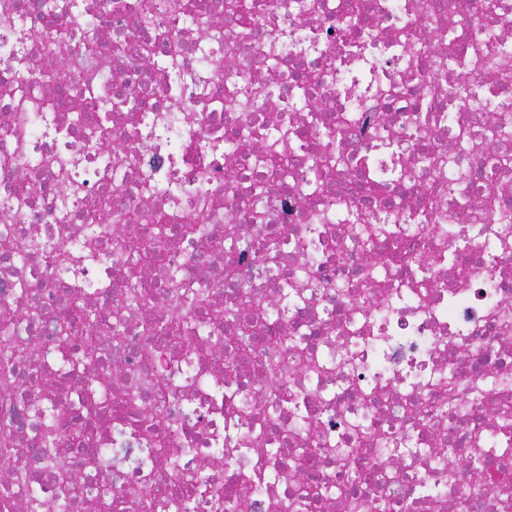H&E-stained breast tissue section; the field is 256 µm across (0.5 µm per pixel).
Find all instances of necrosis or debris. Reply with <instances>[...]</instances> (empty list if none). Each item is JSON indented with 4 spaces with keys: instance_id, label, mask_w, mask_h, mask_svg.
Here are the masks:
<instances>
[{
    "instance_id": "4bbe7bcc",
    "label": "necrosis or debris",
    "mask_w": 512,
    "mask_h": 512,
    "mask_svg": "<svg viewBox=\"0 0 512 512\" xmlns=\"http://www.w3.org/2000/svg\"><path fill=\"white\" fill-rule=\"evenodd\" d=\"M485 1L0 0V512H512Z\"/></svg>"
}]
</instances>
